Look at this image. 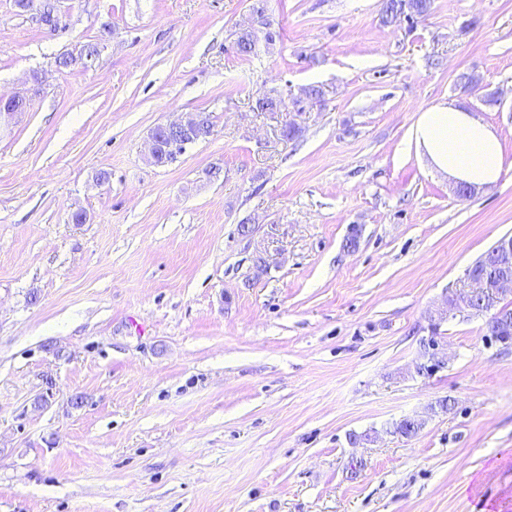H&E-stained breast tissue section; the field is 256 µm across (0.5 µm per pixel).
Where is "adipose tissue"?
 Returning <instances> with one entry per match:
<instances>
[{
  "mask_svg": "<svg viewBox=\"0 0 512 512\" xmlns=\"http://www.w3.org/2000/svg\"><path fill=\"white\" fill-rule=\"evenodd\" d=\"M409 143L436 170L477 188L497 183L504 169L498 136L453 102L423 108L410 131Z\"/></svg>",
  "mask_w": 512,
  "mask_h": 512,
  "instance_id": "1",
  "label": "adipose tissue"
}]
</instances>
